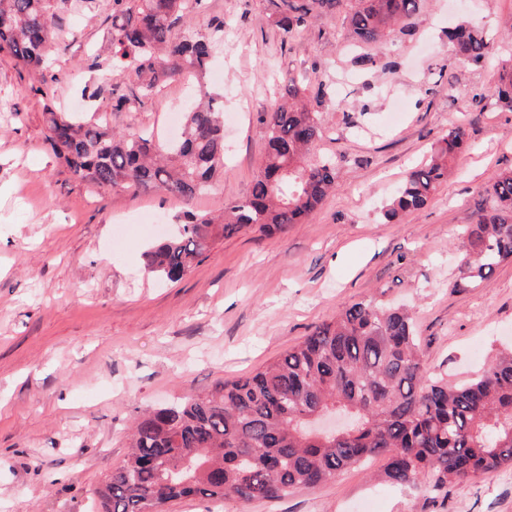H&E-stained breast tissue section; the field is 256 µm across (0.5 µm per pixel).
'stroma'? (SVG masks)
Masks as SVG:
<instances>
[{"instance_id": "obj_1", "label": "stroma", "mask_w": 512, "mask_h": 512, "mask_svg": "<svg viewBox=\"0 0 512 512\" xmlns=\"http://www.w3.org/2000/svg\"><path fill=\"white\" fill-rule=\"evenodd\" d=\"M54 11L59 37L43 74L0 51V512H91L137 414L263 368L354 302L408 305L430 375L451 382L512 347V261L480 285L457 270L461 225L512 168V112L470 96L512 58L502 37L512 0H420L365 50L350 43L344 0L289 34L270 22V0H204L191 28L223 29L203 89L224 97L227 150L223 177L189 205L154 188H91L55 157L46 108L106 111L117 130L163 128L192 89L166 83L113 111L128 87L107 37L109 0H56ZM457 24L495 37L486 64L456 56L446 31ZM366 53L374 65L362 63ZM324 70L326 96L307 103L323 127L317 153L336 160V189L287 232L219 239L175 281L148 274L145 252L185 208L218 215L247 195L265 154L259 115L278 99L279 77L310 85ZM43 75L60 79L48 100L34 92ZM460 123L467 145L451 176L422 209L385 223L408 173ZM383 466L376 459L272 502L190 497L169 512H512V466L444 494L424 480L390 485Z\"/></svg>"}]
</instances>
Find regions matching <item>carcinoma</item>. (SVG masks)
Instances as JSON below:
<instances>
[{
  "label": "carcinoma",
  "mask_w": 512,
  "mask_h": 512,
  "mask_svg": "<svg viewBox=\"0 0 512 512\" xmlns=\"http://www.w3.org/2000/svg\"><path fill=\"white\" fill-rule=\"evenodd\" d=\"M339 0H273V23L288 34ZM349 27L361 44L378 42L405 21L419 0H349ZM192 10L190 0H112L113 58L132 96L112 110L144 103L167 81L202 79L221 40L175 36ZM56 36L50 0H0V50L41 72ZM457 54L481 66L494 45L482 32H448ZM284 103L263 114L267 147L247 196L217 222L186 210L178 233L147 251L148 270L174 281L205 257L216 240L246 228L288 231L336 189V163L309 156L321 138L318 113L302 103L305 86L282 79ZM492 97L512 111V59L501 67ZM224 101L212 94L184 113V136L160 139L130 127L116 133L107 113L87 121L46 107L47 139L55 156L98 188L153 185L185 204L224 170ZM466 143L464 127L450 131L432 158L415 167L383 213L392 223L423 208L448 179V162ZM491 205L465 227L460 279L484 283L512 259V170L484 187ZM357 418L353 432L321 438L306 418L330 408ZM374 458L395 486L429 479L436 491L512 466V352L486 364L469 382L450 384L428 374L411 314L372 300L352 303L262 370L225 382L177 406L138 415L131 451L97 492L99 512H168L185 497L240 502L273 501L310 489L336 473Z\"/></svg>",
  "instance_id": "1"
}]
</instances>
